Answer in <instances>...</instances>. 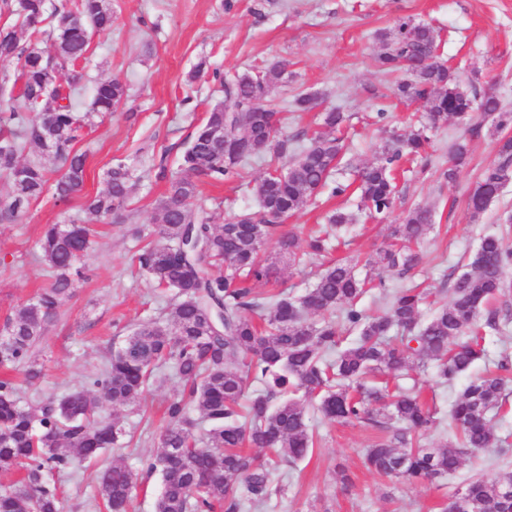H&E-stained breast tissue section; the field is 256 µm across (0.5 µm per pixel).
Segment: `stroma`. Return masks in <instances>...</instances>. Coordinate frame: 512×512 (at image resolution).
<instances>
[{"label": "stroma", "instance_id": "obj_1", "mask_svg": "<svg viewBox=\"0 0 512 512\" xmlns=\"http://www.w3.org/2000/svg\"><path fill=\"white\" fill-rule=\"evenodd\" d=\"M112 10L111 30L94 35L83 64L79 108L87 110L96 83L104 79L119 78L128 96L117 111L96 122L81 143L90 152L82 197L66 204L45 197L16 221L0 224L1 321L51 280L37 253L46 226L67 216L87 217L86 200L104 191L106 171L121 161L134 167L126 221L87 217L95 240L87 277L63 299L52 330L36 349L43 375L35 387H22L26 401L37 392L62 393L83 385L136 323L166 312L168 293L154 288L132 257L151 239L154 207L167 186L156 177L158 162L176 170L195 125L224 98L212 79L213 69L229 78L273 60L287 61L288 77L272 89V98L289 101L303 91L318 96V110L335 106L346 116V151L335 174L336 181L345 184L352 182L355 169L379 159L392 132L427 121L426 102L392 98L397 77L377 67L376 34L392 27L396 18L409 17L439 29L440 57L461 84L493 89L512 109V0H112ZM200 63L205 69L199 73L195 67ZM382 107L387 115L380 121L375 114ZM465 133V124L449 119L430 133L428 172L412 173L408 162L398 170L402 202L431 208L435 227L419 247L421 263L409 275L378 270L385 286L363 296L360 306L367 313H383L388 293L402 286L416 285L449 300L455 278L482 236L503 237L512 248V226L499 221L512 211V184L479 221H470L466 212L478 175L497 159L496 135L485 129L471 138L470 162L455 184L439 178L452 143ZM267 161V156H255L241 177L219 184L201 181L191 208L216 210L221 221L256 210L254 187ZM358 206L354 191L338 197L325 194L290 218L288 226L304 239L328 211L357 212ZM397 220L394 214L383 220L360 215L342 233L332 258L365 260L388 243V227ZM485 348V360L451 382L440 380L432 367L416 372L427 404L449 407L470 380L498 374L506 379L512 403V371L498 369L503 356L512 357V325L488 336ZM157 377L134 404L115 409L101 403L102 415L117 416L134 444L107 449L96 461L58 475L61 512H90L88 503L99 493L97 476L115 460L136 476L128 512H155L162 478L146 475L142 463L160 453L165 408L181 389L169 369H159ZM306 419L317 433L316 443L304 460L288 466L284 496L273 499L264 512H442L460 483L512 471V450L487 448L464 455L453 475L431 485L409 486L370 474L362 465L364 449L385 438V430L362 421L331 423L313 408L307 409ZM341 469L349 475L348 483H340Z\"/></svg>", "mask_w": 512, "mask_h": 512}]
</instances>
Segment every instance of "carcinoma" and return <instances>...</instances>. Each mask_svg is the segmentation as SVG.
<instances>
[{"label": "carcinoma", "instance_id": "cac0c4a2", "mask_svg": "<svg viewBox=\"0 0 512 512\" xmlns=\"http://www.w3.org/2000/svg\"><path fill=\"white\" fill-rule=\"evenodd\" d=\"M3 7L16 23L0 27V61L13 66L0 79V94L18 88L23 101L20 108L0 110V172L22 189L0 197V222L10 223L45 195L66 202L83 191L88 154L77 144L89 127V112L77 111L80 76L74 69L87 59L92 34L112 28V3L4 0ZM20 27L30 31L29 41L21 42ZM377 39L382 45L379 68L405 75L395 94L406 101L425 100L431 126L476 113L480 122L468 127L470 135H478L488 118L494 131L503 134L497 161L480 174L467 199L471 219L479 218L512 183V137L504 135L512 129V111L496 93L475 84L460 92L459 80L437 55L440 37L430 24L399 18ZM286 69L287 63L273 61L220 82L230 111L224 112L222 101L211 107L191 134L178 172L170 175L159 165L157 176L168 181L153 217L160 241L139 249L135 262L158 286L173 291L167 316L141 322L85 385L59 397L25 403L12 380H0V472L25 469L23 478L0 488V512H59L54 476L97 458L106 448L122 446L123 428L118 420L97 415L99 400L114 406L139 399L155 371L166 366L184 389L167 406L162 452L147 463L148 471L159 468L163 475L156 512H213L221 504L225 512H260L285 490L283 484L273 485L272 472L304 459L313 447L307 403L333 422L382 416L393 429L392 438L368 448L363 464L408 485L432 484L457 471L465 451L504 443L494 429L506 404L501 378L479 377L466 385L449 410L450 442L442 448L408 447L420 431L438 425L436 411L419 394L400 385L391 389L384 381L430 362L450 381L485 358V336L499 332L502 320L495 311L480 317L481 309L507 287L506 269L512 264V248L503 238H480L471 270L456 278L451 299L425 322L420 315L427 294L416 288L396 290L385 313L365 315L357 303L368 281L358 278L349 262L328 265L303 295L279 291L265 304L258 302L253 286L280 280V268L264 256L268 242L275 243L280 257L298 264L328 252L337 232L355 221L349 212L334 211L327 225L303 243L283 229L325 189L337 196L349 188L333 180L343 151L336 131L344 113L337 108L321 113L320 129L286 158L288 139L280 137L278 128L283 108L270 99ZM68 71L73 75L67 85L58 83ZM126 97L120 79L100 81L90 112H114ZM47 128L52 131L49 143L42 138ZM218 129L232 137L247 133L250 149L224 158V144L213 137ZM428 142L423 127L396 135L382 147L378 162L356 171V191L369 217L395 209L391 166L405 154L421 158ZM29 145L59 165V177L52 178L39 160H20ZM263 152L270 156V169L256 188L258 213H241L218 224L213 212L189 208L199 179L238 177L245 161ZM468 153L467 143L453 144L450 165L441 172L447 181L457 178ZM131 190L129 169L121 163L110 167L106 189L89 201L88 213L124 221ZM433 228L430 208L407 209L400 223L391 225V242L367 265L408 273L419 263L411 244ZM38 246L54 280L0 326V366L23 372L29 385L42 375L35 347L54 323L62 298L85 278L91 229L74 219L49 224ZM218 265L224 274L216 276L211 269ZM311 314L322 321H311ZM338 314L358 331V339L328 361L326 353L339 345ZM466 331L469 340L451 347L450 340ZM298 392L304 400L294 398ZM275 398L280 403L272 404ZM192 410L209 425L201 437ZM98 479L108 512H126L133 472L113 464ZM452 496L471 501V512H512V471L491 481L462 483Z\"/></svg>", "mask_w": 512, "mask_h": 512}]
</instances>
